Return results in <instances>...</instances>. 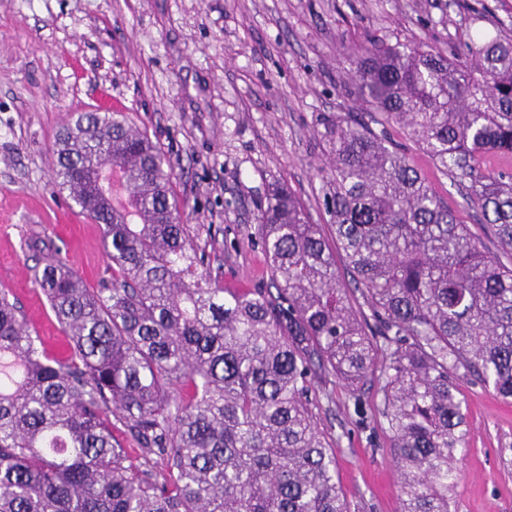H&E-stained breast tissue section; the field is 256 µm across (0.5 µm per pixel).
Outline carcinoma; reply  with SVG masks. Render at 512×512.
I'll list each match as a JSON object with an SVG mask.
<instances>
[{
    "label": "carcinoma",
    "instance_id": "carcinoma-1",
    "mask_svg": "<svg viewBox=\"0 0 512 512\" xmlns=\"http://www.w3.org/2000/svg\"><path fill=\"white\" fill-rule=\"evenodd\" d=\"M353 56L366 110L469 181L466 204L512 254V40L480 35L462 62L430 44ZM328 138L331 237L277 181L259 215L269 284L226 288L145 131L122 112L60 129L53 179L99 224L112 276L88 288L58 252L39 259L61 359L0 290V512H351L320 423L333 378L357 414L380 385L401 512H452L461 382L512 400V267L386 131L346 112Z\"/></svg>",
    "mask_w": 512,
    "mask_h": 512
}]
</instances>
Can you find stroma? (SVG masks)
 I'll return each instance as SVG.
<instances>
[{
  "instance_id": "stroma-1",
  "label": "stroma",
  "mask_w": 512,
  "mask_h": 512,
  "mask_svg": "<svg viewBox=\"0 0 512 512\" xmlns=\"http://www.w3.org/2000/svg\"><path fill=\"white\" fill-rule=\"evenodd\" d=\"M480 24H472L474 15ZM512 37V0H0V289L55 354L65 336L34 284L41 248L88 287L110 277L99 228L51 179V145L74 112H123L171 160L184 220L232 288L268 280L258 216L287 180L329 224L317 169L327 122L361 103L344 79L368 39L463 53L475 29ZM459 221L483 218L464 189L413 151ZM468 449L452 512H512V402L461 386ZM322 422L352 512H401L378 411L359 424L349 392Z\"/></svg>"
}]
</instances>
